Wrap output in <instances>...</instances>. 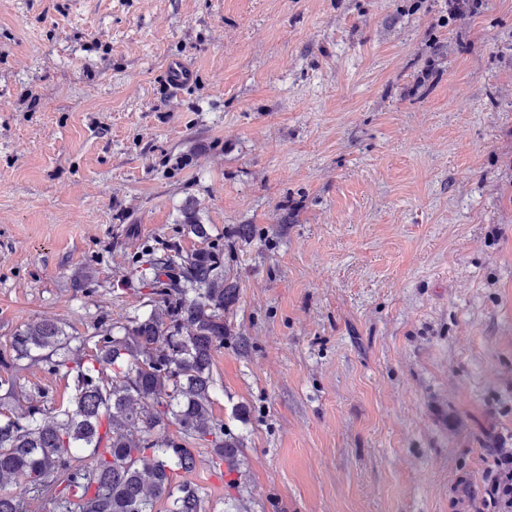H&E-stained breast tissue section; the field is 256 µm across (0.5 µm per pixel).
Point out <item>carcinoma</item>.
I'll return each instance as SVG.
<instances>
[{
    "instance_id": "1",
    "label": "carcinoma",
    "mask_w": 512,
    "mask_h": 512,
    "mask_svg": "<svg viewBox=\"0 0 512 512\" xmlns=\"http://www.w3.org/2000/svg\"><path fill=\"white\" fill-rule=\"evenodd\" d=\"M139 275L148 314L85 336L32 320L0 355V512H203L199 450L240 473L243 442L213 411L214 355L236 295L219 250L173 245ZM22 360L64 380L67 398L18 389Z\"/></svg>"
}]
</instances>
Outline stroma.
<instances>
[{
	"instance_id": "obj_1",
	"label": "stroma",
	"mask_w": 512,
	"mask_h": 512,
	"mask_svg": "<svg viewBox=\"0 0 512 512\" xmlns=\"http://www.w3.org/2000/svg\"><path fill=\"white\" fill-rule=\"evenodd\" d=\"M208 244L244 449L240 486L200 468L206 512L482 504L512 448V0H0V352L128 324L139 262ZM164 78L170 89L178 90L192 83L195 70L182 59H170L165 65Z\"/></svg>"
}]
</instances>
